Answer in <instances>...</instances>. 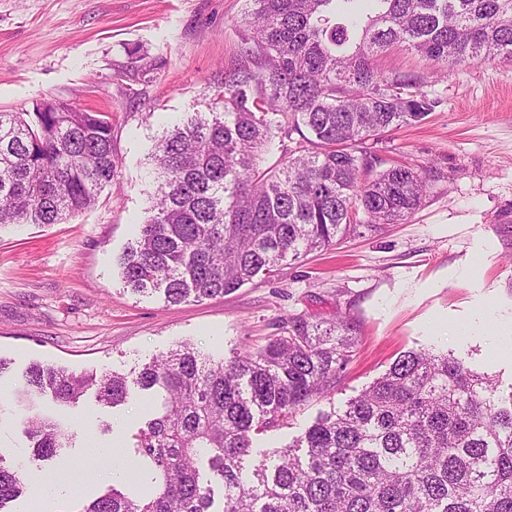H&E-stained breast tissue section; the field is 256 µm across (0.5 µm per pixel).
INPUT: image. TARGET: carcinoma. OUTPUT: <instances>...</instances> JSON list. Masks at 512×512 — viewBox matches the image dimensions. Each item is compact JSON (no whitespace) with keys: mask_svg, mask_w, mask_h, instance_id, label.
Returning a JSON list of instances; mask_svg holds the SVG:
<instances>
[{"mask_svg":"<svg viewBox=\"0 0 512 512\" xmlns=\"http://www.w3.org/2000/svg\"><path fill=\"white\" fill-rule=\"evenodd\" d=\"M240 62L221 112H196L149 156L158 191L119 259L126 289L167 304L222 296L287 261L336 246L359 224H397L421 206L425 169L374 171L380 136L424 120L436 101L420 76L387 75L394 46L441 70L512 62V0H248ZM0 112V226L58 224L112 183V116L76 105ZM278 162L262 154L276 142ZM344 316L293 314L255 350L216 361L188 343L133 379L35 364L20 399L74 406L90 389L114 407L130 388L162 391L135 454L149 496L115 488L81 512H512V391L446 354L401 353L361 393L267 453L257 436L336 391L354 356ZM34 456L57 457L73 432L26 420ZM25 490L0 457V512Z\"/></svg>","mask_w":512,"mask_h":512,"instance_id":"obj_1","label":"carcinoma"}]
</instances>
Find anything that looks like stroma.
Instances as JSON below:
<instances>
[{
    "label": "stroma",
    "mask_w": 512,
    "mask_h": 512,
    "mask_svg": "<svg viewBox=\"0 0 512 512\" xmlns=\"http://www.w3.org/2000/svg\"><path fill=\"white\" fill-rule=\"evenodd\" d=\"M246 0H0V112L37 103L78 104L112 115L115 174L95 204L60 224L0 228V456L47 468L67 483L47 512H81L134 455L148 418L146 391L116 407L95 392L73 407L50 397L19 403L34 363L68 373L136 376L183 342L222 359L265 344L293 314L344 315L359 344L332 399L316 398L286 425L260 435L271 451L292 442L321 412L343 405L400 352H446L512 388V355L492 349L495 323L512 320V64L434 70L415 52L377 60L389 74L415 73L438 105L422 122L387 133L382 167L427 166L429 188L407 222L364 226L337 246L280 267L271 278L201 302L167 304L126 292L118 259L146 217L156 188L147 161L162 131L210 111L238 58ZM74 437L49 463L34 459L30 413ZM89 478L70 484L74 466Z\"/></svg>",
    "instance_id": "35a3bbf8"
}]
</instances>
